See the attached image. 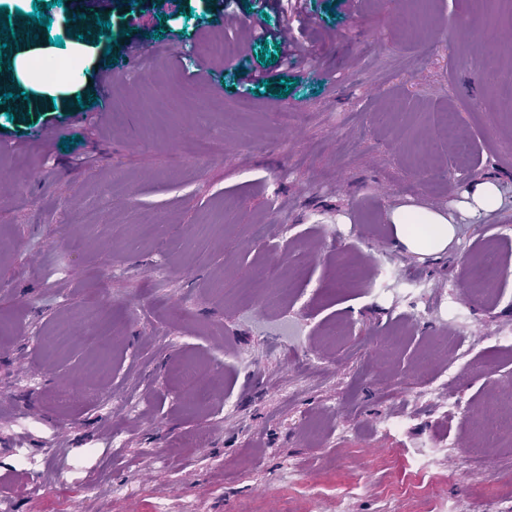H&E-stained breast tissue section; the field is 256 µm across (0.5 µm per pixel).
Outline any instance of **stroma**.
Returning a JSON list of instances; mask_svg holds the SVG:
<instances>
[{"mask_svg": "<svg viewBox=\"0 0 512 512\" xmlns=\"http://www.w3.org/2000/svg\"><path fill=\"white\" fill-rule=\"evenodd\" d=\"M153 2L46 9L53 54L93 45L55 96L0 71V95L33 101L0 109V484L16 512H512V484L473 481L462 455L512 391V277L488 297L466 280L491 241L512 268V97L470 54L490 30L512 68V21L491 0H304L300 17L235 0L227 27L224 0L166 20ZM286 25L304 63L271 50L269 85L243 84L254 31ZM215 34L233 61L202 54ZM462 142L480 153L470 180ZM482 180L500 207L444 251L394 244L391 211L455 213ZM343 263L361 278L338 284ZM271 266L294 283L276 304ZM240 279L249 299L222 293ZM181 358L207 406L181 392Z\"/></svg>", "mask_w": 512, "mask_h": 512, "instance_id": "35a3bbf8", "label": "stroma"}]
</instances>
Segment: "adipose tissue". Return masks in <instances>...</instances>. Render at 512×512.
I'll return each mask as SVG.
<instances>
[{
	"label": "adipose tissue",
	"mask_w": 512,
	"mask_h": 512,
	"mask_svg": "<svg viewBox=\"0 0 512 512\" xmlns=\"http://www.w3.org/2000/svg\"><path fill=\"white\" fill-rule=\"evenodd\" d=\"M501 203L498 186L490 181L477 183L457 206L456 215L415 207L393 211L390 220L397 243L419 254L446 249L455 236L458 219H476L494 211Z\"/></svg>",
	"instance_id": "ef3b65f1"
}]
</instances>
